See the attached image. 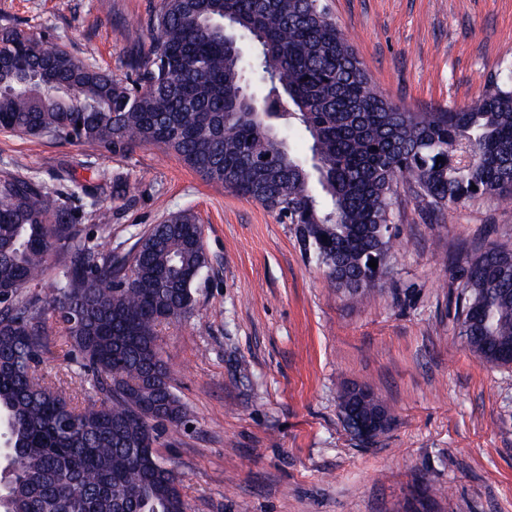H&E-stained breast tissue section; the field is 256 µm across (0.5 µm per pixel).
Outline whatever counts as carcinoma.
<instances>
[{
  "label": "carcinoma",
  "mask_w": 512,
  "mask_h": 512,
  "mask_svg": "<svg viewBox=\"0 0 512 512\" xmlns=\"http://www.w3.org/2000/svg\"><path fill=\"white\" fill-rule=\"evenodd\" d=\"M149 26V49L128 53L124 81L90 63L92 45L84 63L1 28L0 131L171 151L293 225L351 302L388 274L398 183L430 217L512 194L507 80L464 107L410 112L373 90L322 0H162ZM245 38L247 55L233 47ZM288 131L303 136L305 153L290 149ZM202 235L183 211L128 252L104 255L36 175H0V512H189L176 469L157 452L159 427L189 423L158 339L195 308L208 265ZM51 274V288L22 294ZM459 280V335L481 361L511 363L512 249L474 250ZM51 321L91 375L81 403L41 372ZM339 407L349 429L386 405L347 387Z\"/></svg>",
  "instance_id": "cac0c4a2"
}]
</instances>
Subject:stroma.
Wrapping results in <instances>:
<instances>
[{
  "label": "stroma",
  "instance_id": "obj_1",
  "mask_svg": "<svg viewBox=\"0 0 512 512\" xmlns=\"http://www.w3.org/2000/svg\"><path fill=\"white\" fill-rule=\"evenodd\" d=\"M376 89L413 112L459 108L512 69V0H326ZM161 0H0V27L48 36L123 77L147 51ZM36 173L61 192L101 253L124 252L166 216L192 210L208 267L194 312L159 338L191 417L159 452L179 471L189 512H405L440 488L432 512H512V365L480 361L458 334L459 259L474 244L512 247V196L477 199L425 223L398 191L391 269L348 304L292 225L155 145L115 153L69 138L0 131V171ZM94 186V196L81 185ZM53 381L90 387L57 330ZM386 404L364 441L344 426L341 388Z\"/></svg>",
  "mask_w": 512,
  "mask_h": 512
}]
</instances>
